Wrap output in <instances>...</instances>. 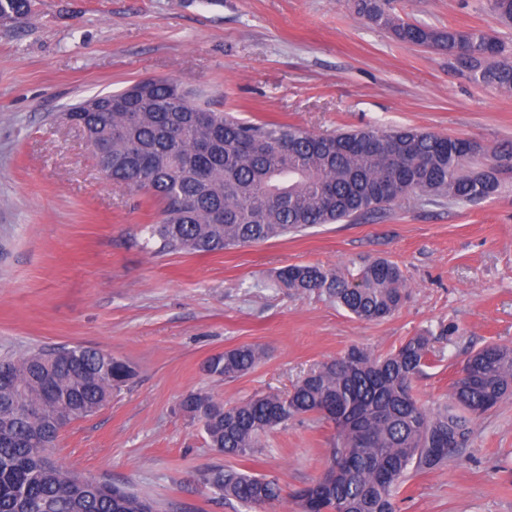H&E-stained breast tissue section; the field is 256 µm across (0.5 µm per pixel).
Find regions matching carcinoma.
<instances>
[{"mask_svg":"<svg viewBox=\"0 0 512 512\" xmlns=\"http://www.w3.org/2000/svg\"><path fill=\"white\" fill-rule=\"evenodd\" d=\"M512 27V0H488ZM357 15L398 42L448 56L476 84L512 91V57L496 36L478 29H435L390 12L389 0H354ZM31 0H0V14L21 21ZM65 119L91 145L112 144L111 178L162 204L146 227L158 253H218L320 224L374 215L408 196L477 203L499 186L494 168L475 170L474 141L415 128L359 129L319 136L291 125L247 124L214 112L169 78L141 79L88 98ZM278 282L321 292L355 318L392 316L406 298L400 268L376 259L356 273L290 265ZM431 339L412 336L376 355L352 346L308 372L291 390L226 405L205 391L181 409L198 422L210 447L244 457L268 432L310 416L334 428L333 448L317 478L293 497L297 512H398V494L413 473L442 467L466 446L476 421L512 397V347L488 344L463 360L447 400L427 408L413 382ZM242 345L213 355L206 374L238 378L264 357ZM136 375L135 366L83 345L39 348L0 359V512H154L146 498L93 482L51 458L65 429L97 412ZM205 488L250 512L284 498L275 478L214 464L199 474Z\"/></svg>","mask_w":512,"mask_h":512,"instance_id":"1","label":"carcinoma"}]
</instances>
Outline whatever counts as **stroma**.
I'll list each match as a JSON object with an SVG mask.
<instances>
[{
	"mask_svg": "<svg viewBox=\"0 0 512 512\" xmlns=\"http://www.w3.org/2000/svg\"><path fill=\"white\" fill-rule=\"evenodd\" d=\"M433 28H476L512 45L487 0H391ZM173 78L247 122L316 135L412 127L481 144L477 165L512 143V93L471 82L446 55L397 42L356 15L352 0H32L0 25V358L82 344L131 361L137 375L62 434L54 457L128 487L157 512H235L197 475L218 462L180 408L205 391L228 404L288 391L327 359L376 354L434 337L414 383L442 402L465 356L512 346V174L477 204L405 197L350 224L213 254H157L145 225L160 204L113 182L70 105L146 78ZM399 266L408 297L392 317L361 321L327 295L280 287L278 271L314 264L354 271ZM264 359L233 381L202 370L241 345ZM332 427L305 417L269 433L237 468L279 479L267 512H295L293 491L322 470ZM399 512H512V399L474 427L465 449L413 474Z\"/></svg>",
	"mask_w": 512,
	"mask_h": 512,
	"instance_id": "1",
	"label": "stroma"
}]
</instances>
